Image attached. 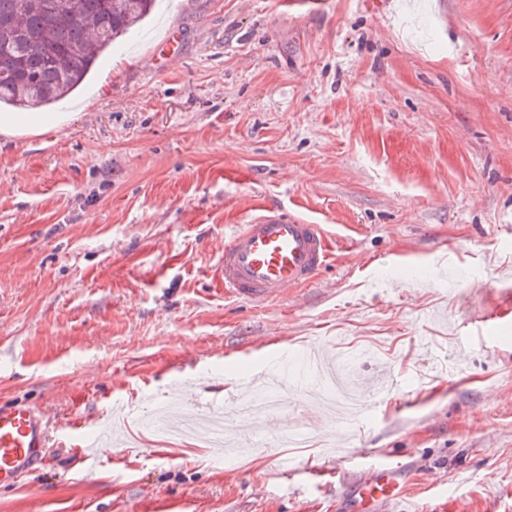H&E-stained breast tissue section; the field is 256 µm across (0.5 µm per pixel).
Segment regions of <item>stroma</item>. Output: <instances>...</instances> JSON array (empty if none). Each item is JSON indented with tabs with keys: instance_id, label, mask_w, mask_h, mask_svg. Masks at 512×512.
<instances>
[{
	"instance_id": "obj_1",
	"label": "stroma",
	"mask_w": 512,
	"mask_h": 512,
	"mask_svg": "<svg viewBox=\"0 0 512 512\" xmlns=\"http://www.w3.org/2000/svg\"><path fill=\"white\" fill-rule=\"evenodd\" d=\"M52 109L0 134V401L54 450L0 512H349L352 452L403 457L387 512H512V0H158ZM272 204L331 263L225 296L221 243ZM316 353L353 359L358 399L386 366L395 388L349 424L289 400L306 447L146 412Z\"/></svg>"
}]
</instances>
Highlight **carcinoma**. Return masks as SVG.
I'll return each mask as SVG.
<instances>
[{
	"mask_svg": "<svg viewBox=\"0 0 512 512\" xmlns=\"http://www.w3.org/2000/svg\"><path fill=\"white\" fill-rule=\"evenodd\" d=\"M156 0H0V105L33 110L70 94Z\"/></svg>",
	"mask_w": 512,
	"mask_h": 512,
	"instance_id": "cac0c4a2",
	"label": "carcinoma"
}]
</instances>
